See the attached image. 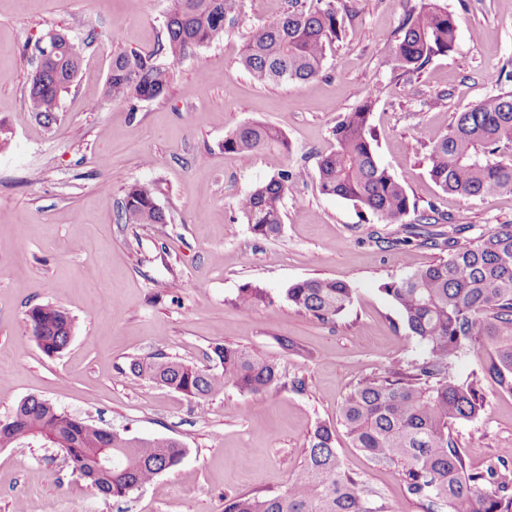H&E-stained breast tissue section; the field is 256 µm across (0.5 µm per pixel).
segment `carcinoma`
Listing matches in <instances>:
<instances>
[{"label":"carcinoma","instance_id":"obj_1","mask_svg":"<svg viewBox=\"0 0 512 512\" xmlns=\"http://www.w3.org/2000/svg\"><path fill=\"white\" fill-rule=\"evenodd\" d=\"M238 0H172L166 17V41L147 55L119 52L105 82L104 101L152 100L169 89L172 66L192 49L224 35L237 21ZM458 17L436 0H423L388 39L385 65L393 71L418 70L437 54L453 50ZM342 36L331 3L311 9L306 0H289L274 23L256 27L245 41L241 63L263 84L309 83L321 72L327 48ZM82 69L80 48L62 51L56 60L28 78L27 107L46 124L56 121L60 96ZM376 98L343 113L333 135L335 148L318 163L321 193L353 202L381 221L395 224L416 208L404 185L376 158L369 117ZM288 142L268 122L248 121L224 137V151L254 156ZM512 90L484 98L457 113L448 132L427 155L431 180L442 190L466 198L512 192ZM299 181L293 167L280 170L237 200V209L257 237L281 232L283 199ZM154 193L134 184L125 193L120 219L126 224H162ZM447 220L423 215L418 224L401 225L402 237L431 241L442 252L432 263L381 285L400 312L409 333L423 343L427 357L413 365L388 369L383 376L363 377L346 395L340 418L351 439L372 463L400 469L408 495L424 512H512V452L484 472L468 469L450 434L457 421H470L484 408L474 380L448 373L465 351L476 353L483 377L512 393V224H498L474 238L429 228ZM296 311L330 323L354 301V289L334 279H304L285 290ZM242 309L260 306L276 312L268 291L258 284L241 288ZM39 348L52 356L64 351L74 320L60 307L41 305L27 314ZM212 352L219 371L186 364L160 352L134 358L129 371L145 376L196 401L226 389L258 396L278 384L276 362L228 345ZM12 426L0 430V447L38 438L61 449L73 471L106 497L124 498L176 469L185 448L171 438L143 439L112 432L58 410L35 396L21 400ZM112 457V465L104 458ZM224 512H387L362 477L336 452L335 431L318 423L309 435L302 468L285 488L271 495L238 494L224 498Z\"/></svg>","mask_w":512,"mask_h":512}]
</instances>
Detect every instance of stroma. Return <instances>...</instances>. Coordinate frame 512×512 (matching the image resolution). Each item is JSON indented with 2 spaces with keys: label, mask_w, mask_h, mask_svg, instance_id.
Wrapping results in <instances>:
<instances>
[{
  "label": "stroma",
  "mask_w": 512,
  "mask_h": 512,
  "mask_svg": "<svg viewBox=\"0 0 512 512\" xmlns=\"http://www.w3.org/2000/svg\"><path fill=\"white\" fill-rule=\"evenodd\" d=\"M331 2L345 33L309 83L264 85L243 69L247 33L276 21L288 0H240L235 27L179 60L164 96L94 111L113 54H147L165 40L170 0H0V71L9 75L0 81V129L9 138L0 149V420L36 396L99 427L169 437L186 450L179 468L115 499L89 489L58 449L25 440L0 449V512H224L226 496L282 490L319 422L335 428L337 452L391 512H423L397 469L352 447L340 407L361 377L425 358L381 286L439 252L418 240L376 245L369 228L392 239L400 226L322 194L318 162L335 144L341 114L373 95L378 160L416 202L405 223L434 210L477 232L512 224V193H446L426 161L458 112L503 89L512 0H440L460 19L456 45L409 73L385 66L384 36L420 0ZM51 30L80 40L84 67L47 125L28 111L27 86L30 47ZM251 120L278 127L290 153L245 163L225 152L227 132ZM287 166L306 176L284 198L281 233L257 238L236 201ZM135 183L153 188L165 223L120 220ZM310 278L354 288L337 323L288 305V285ZM249 283L266 288L276 313L237 305ZM47 304L75 322L70 344L53 356L27 323L29 309ZM284 337L295 350L281 346ZM218 344L274 360L279 385L259 396L226 390L201 404L128 370L130 358L158 352L215 370ZM479 371L471 353L449 369L461 380L477 377L484 396L476 419L451 427L473 470L512 448V394Z\"/></svg>",
  "instance_id": "35a3bbf8"
}]
</instances>
